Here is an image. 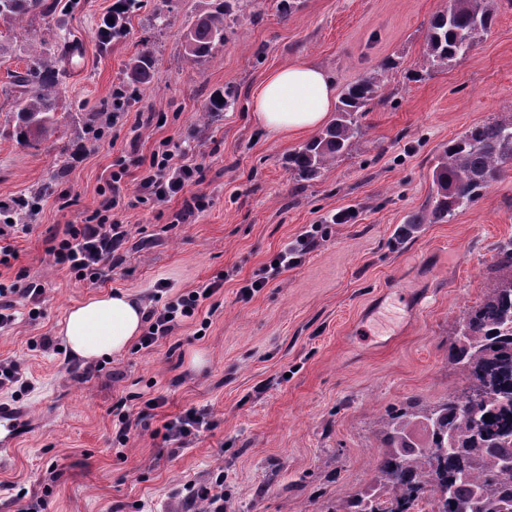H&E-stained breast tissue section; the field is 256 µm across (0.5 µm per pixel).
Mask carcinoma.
Wrapping results in <instances>:
<instances>
[{
  "label": "carcinoma",
  "instance_id": "1",
  "mask_svg": "<svg viewBox=\"0 0 512 512\" xmlns=\"http://www.w3.org/2000/svg\"><path fill=\"white\" fill-rule=\"evenodd\" d=\"M245 7L247 0H216L185 30L184 55L210 60L224 42V20ZM50 11L47 0H0V16L11 22ZM494 21L489 0H450L449 11L430 22L427 62L441 68L472 52ZM64 58L55 39L43 38L30 45L24 71L11 74L19 88L13 129L18 143L33 146L55 132ZM154 65L153 52L141 51L126 65L129 82L148 81ZM393 68L395 62L387 60L345 90L336 118L288 158L295 178H319L365 134L358 113L380 96ZM511 163V120L471 126L448 141L432 173L433 206L412 215L409 223L451 220L482 198ZM496 266L501 274L489 282L480 304L463 311L449 346L448 363L462 372L465 384L437 405L417 404L382 420L386 452L371 478L372 492L350 501L348 512H413L425 499L432 512H460L463 506L468 512H512V241L500 246Z\"/></svg>",
  "mask_w": 512,
  "mask_h": 512
}]
</instances>
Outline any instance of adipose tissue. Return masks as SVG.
I'll use <instances>...</instances> for the list:
<instances>
[{
    "label": "adipose tissue",
    "mask_w": 512,
    "mask_h": 512,
    "mask_svg": "<svg viewBox=\"0 0 512 512\" xmlns=\"http://www.w3.org/2000/svg\"><path fill=\"white\" fill-rule=\"evenodd\" d=\"M336 106L333 78L301 60L271 72L253 96L257 120L273 133L311 131ZM145 306L122 291L100 293L68 309L62 334L72 357L88 364L125 351L139 336Z\"/></svg>",
    "instance_id": "obj_1"
}]
</instances>
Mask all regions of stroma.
<instances>
[{
  "label": "stroma",
  "instance_id": "35a3bbf8",
  "mask_svg": "<svg viewBox=\"0 0 512 512\" xmlns=\"http://www.w3.org/2000/svg\"><path fill=\"white\" fill-rule=\"evenodd\" d=\"M254 0L238 13L205 65L182 55L183 34L212 0H139L126 36L101 48L96 32L111 0H74L66 11L22 25L0 18V202L44 188L31 233L11 235L17 260L0 281L41 284L43 315L26 306L0 329V360L20 363L31 384L20 403L35 425L0 466V512L44 497V512H185L187 486L223 480L224 512H342L363 491L383 454L380 421L414 403L434 405L463 385L448 348L465 308L492 280L497 249L512 240V167L451 221L408 224L428 202L432 171L448 140L469 126L512 118V0H490L496 20L465 58L431 76L423 44L448 0ZM169 21L155 24L156 10ZM61 31L81 66L59 85L56 132L38 148L11 135L12 72L31 40ZM152 78L133 87L128 112L102 125L112 92L128 86L125 65L143 45ZM398 62L361 117L366 135L321 177L293 180L288 156L306 133L274 135L251 97L273 69L298 60L323 67L344 90L386 58ZM233 93L201 122L214 96ZM200 165L210 207L180 224V199L134 204L139 159L163 140ZM125 167L127 200L116 217L129 234L109 280L79 281L48 249L82 223ZM77 200L62 207L61 189ZM351 211L348 223L330 217ZM315 231L316 247L251 298L239 290L284 244ZM223 278L208 328L180 322L150 349L130 346L75 380L63 355L31 350L57 336L69 307L98 292L147 300ZM163 406L118 442L117 416L145 399ZM213 426L176 453L156 430L190 408Z\"/></svg>",
  "mask_w": 512,
  "mask_h": 512
}]
</instances>
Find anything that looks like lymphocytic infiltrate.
I'll return each instance as SVG.
<instances>
[{
	"instance_id": "1",
	"label": "lymphocytic infiltrate",
	"mask_w": 512,
	"mask_h": 512,
	"mask_svg": "<svg viewBox=\"0 0 512 512\" xmlns=\"http://www.w3.org/2000/svg\"><path fill=\"white\" fill-rule=\"evenodd\" d=\"M182 155L178 145L162 142L151 153L148 162L141 165L137 200L161 206L175 197H182V207L176 220L178 223L188 224L206 211L210 200L203 194L183 197L182 192L187 185L201 181L202 169L198 165L185 162ZM123 177V172H113L110 196L100 202L84 223L68 226L63 237L56 240L49 249L55 263L65 266L76 279L97 280L107 276L112 270L115 253L128 235L125 225L113 217L115 209L120 205V185ZM314 244L313 235L307 234L284 246L277 255V265L269 264L258 269L250 282L242 287V297H252L282 270L297 265ZM223 285V280L217 279L182 292L174 299L164 301L163 306L151 308L145 318L147 328L139 339L140 348L154 347L170 336L178 322L197 315L206 300L220 294ZM43 295L41 285L34 282L22 286L0 283V328L14 322L13 309L20 299L30 304V316L38 317ZM211 424V414L207 408L187 409L164 423L162 441L175 448L184 447L200 430L210 427Z\"/></svg>"
}]
</instances>
